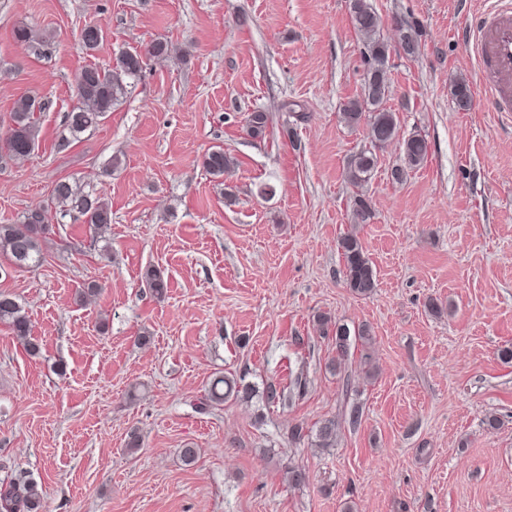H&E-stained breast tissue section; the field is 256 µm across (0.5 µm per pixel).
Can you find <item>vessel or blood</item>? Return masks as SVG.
I'll list each match as a JSON object with an SVG mask.
<instances>
[{
    "instance_id": "b4317fda",
    "label": "vessel or blood",
    "mask_w": 512,
    "mask_h": 512,
    "mask_svg": "<svg viewBox=\"0 0 512 512\" xmlns=\"http://www.w3.org/2000/svg\"><path fill=\"white\" fill-rule=\"evenodd\" d=\"M469 43L494 111L512 112V0H487Z\"/></svg>"
}]
</instances>
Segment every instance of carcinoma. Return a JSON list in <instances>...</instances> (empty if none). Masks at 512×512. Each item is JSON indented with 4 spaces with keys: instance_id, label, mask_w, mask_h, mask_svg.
Here are the masks:
<instances>
[{
    "instance_id": "cac0c4a2",
    "label": "carcinoma",
    "mask_w": 512,
    "mask_h": 512,
    "mask_svg": "<svg viewBox=\"0 0 512 512\" xmlns=\"http://www.w3.org/2000/svg\"><path fill=\"white\" fill-rule=\"evenodd\" d=\"M354 28L362 38L363 57L366 65L365 82L361 97L348 102L343 108V119L351 125L362 122L368 127L371 147L357 153L348 171L352 184L367 182L378 164L377 150L384 148L397 136V121L393 112L383 103L389 88L384 74L388 59V46L380 39L378 17L369 0H350ZM399 44L409 56L415 54L419 25L402 22L398 25ZM104 30L98 23L85 26L81 40L88 50L96 49L103 41ZM142 70V58L138 53L124 52L116 64L108 69L95 65L83 67L76 76L75 91L79 106L67 115V126L74 136L97 126L112 111V105L125 93L127 80L136 77ZM453 96L462 109L472 104V93L467 83L459 81L453 86ZM41 110L34 97H24L16 102L11 112V127L4 146L14 157L30 155L38 145V129L33 121L35 112ZM248 130L254 137L265 134L269 116L262 111L249 114ZM428 152L426 140L412 135L402 142V165L392 171L394 179H401L407 170L421 165ZM202 164L214 177L224 176V171L233 165V159L222 149H215L203 156ZM52 199L83 217L95 233L101 234L112 224V211L108 202L99 195L84 191L77 185L60 180L52 190ZM48 232L46 210L38 208L28 211L19 224H0V255L17 268H32L42 258L41 241ZM338 250L344 259V276L347 287L356 295L367 297L376 288V275L360 238L347 235L338 240ZM145 281L152 292L161 297L167 289L162 270L151 268L145 273ZM0 322L8 324L15 335L23 338L30 335V320L16 297L0 292ZM318 322L323 336L331 337L336 350V359L331 367L348 357L351 340L355 336L362 344L370 341V329L361 326L350 333L345 325L332 322L327 316H319ZM230 396L248 399L251 391L241 388L228 377L215 380L207 397L198 407L206 411L224 402ZM336 443V420H324L316 429L311 444L317 448H333ZM40 494L32 481L12 480L0 486V509L3 512H35L40 507Z\"/></svg>"
}]
</instances>
